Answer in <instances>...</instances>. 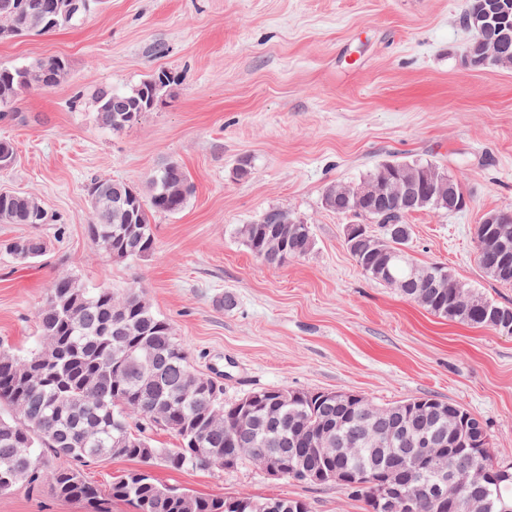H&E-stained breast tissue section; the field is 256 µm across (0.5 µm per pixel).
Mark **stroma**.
<instances>
[{"instance_id":"obj_1","label":"stroma","mask_w":512,"mask_h":512,"mask_svg":"<svg viewBox=\"0 0 512 512\" xmlns=\"http://www.w3.org/2000/svg\"><path fill=\"white\" fill-rule=\"evenodd\" d=\"M466 0H103L81 21L0 40V65L69 63L55 87L0 116L16 161L6 188L40 200L51 223L1 224L0 246L31 234L49 248L20 264L0 249V347L41 341L37 314L64 275L87 287L142 289L197 371L231 401L258 389L355 392L379 406L413 397L481 417L493 447L512 449V335L451 321L371 279L348 253L355 214L326 209L327 186L386 159L436 162L462 175L465 210L412 213L409 253L512 305V286L480 268L474 229L512 207V69L465 66ZM165 70L155 109L115 132L99 92ZM252 163L239 180V160ZM191 175L179 213L150 218L155 254L116 260L90 240L86 186L95 176L147 189L169 161ZM271 207L310 224L315 248L271 266L238 225ZM234 296L225 307V296ZM156 480L200 496L247 493L304 501L308 512H365L342 486L272 479L253 464ZM49 485L0 493V512H95Z\"/></svg>"}]
</instances>
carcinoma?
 I'll use <instances>...</instances> for the list:
<instances>
[{"label": "carcinoma", "instance_id": "carcinoma-1", "mask_svg": "<svg viewBox=\"0 0 512 512\" xmlns=\"http://www.w3.org/2000/svg\"><path fill=\"white\" fill-rule=\"evenodd\" d=\"M57 0H0V38L29 33H49L86 15L96 0H73L71 13H55ZM494 8L503 22L512 26V0H466L460 17L472 32L467 42L472 53L465 64L480 69L486 61L496 65L512 62V41L495 31L479 32L473 15ZM68 63L61 57L31 66H0V106H10L30 90H48L67 76ZM173 82L166 71H158L125 91H103L97 97L99 122L114 131L132 127L152 111ZM334 212L353 213L376 224L380 234L379 253L374 268L366 271L372 279L392 286L431 313L469 325L504 332L499 318L508 317L512 327V307L493 303L458 281L442 264L419 265L407 249L413 238L408 215L421 211H448V194L467 206L458 179L429 161L391 160L377 165L357 182L341 186ZM88 190L107 197L121 195L122 209L103 213L91 208L88 235L103 251L118 259H139L152 254L156 240L150 215L180 212L193 194L194 186L184 168L171 161L156 170L148 192L110 179L90 180ZM40 202L16 193H0V223L47 224L48 212L37 216ZM486 226H475L477 259L485 274L502 285H512V273L503 274L498 254L487 241ZM248 249L265 263L278 266L290 258L308 255L315 246L311 225L304 223L265 224L257 218L236 229ZM25 244L47 251V242L38 235L19 238L4 245L15 254ZM42 336L40 346L25 356L0 350V405L9 414H0V492L19 485H32L43 478L45 462H51L49 486L58 497L94 503L101 500L97 486L86 482L80 468L119 456L138 459L143 468L113 479L110 495L130 501L136 512H264L265 504L279 505V512H290L296 499H255L240 493L229 497H205L157 482L151 467L160 464L174 471L197 468L218 470L200 449L229 457L234 467L246 462L263 463L262 454H286L302 476H290L306 484L314 483L311 472L320 469L336 473V468L352 471L376 469L391 484L401 477L393 467L392 453L412 447L411 435L418 429L447 435L453 448L479 454V458L500 466L490 481L476 466L448 461V473L456 474L463 486L454 492L477 491L484 497V512L512 508V461L498 459L484 421L458 407L459 426L448 434V416H431L416 403L419 397L401 402L403 415L396 429L368 436L347 445L351 431L379 419V426L390 422L391 406H378L360 396L336 421L328 409L325 392L265 389L247 394L251 398L247 415L239 401L226 402L223 388L212 386L194 391L199 375L190 362L171 323L152 309L144 291L131 289L118 294L108 288H82L77 297L57 279L46 303L38 312ZM245 424L247 447L259 455L238 454L224 440L226 429ZM154 428L170 431L176 448H158L149 432ZM439 465L415 470L409 486L410 498L398 502L397 509L435 512L424 498L423 489L440 481ZM351 494L363 499L367 512H377L374 485L351 487Z\"/></svg>", "mask_w": 512, "mask_h": 512}]
</instances>
